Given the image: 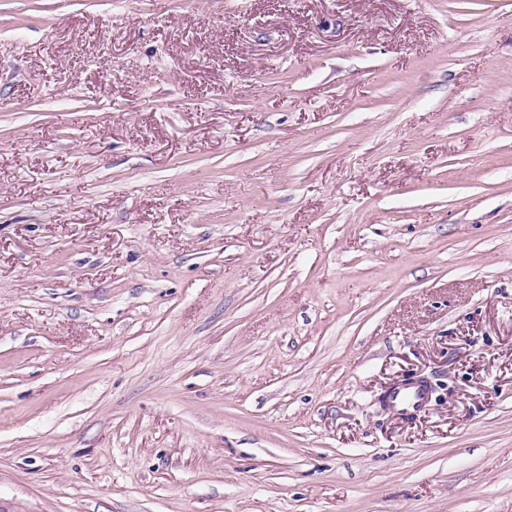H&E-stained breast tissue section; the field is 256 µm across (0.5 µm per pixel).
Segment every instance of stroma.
Segmentation results:
<instances>
[{
  "label": "stroma",
  "instance_id": "obj_1",
  "mask_svg": "<svg viewBox=\"0 0 512 512\" xmlns=\"http://www.w3.org/2000/svg\"><path fill=\"white\" fill-rule=\"evenodd\" d=\"M0 512H512V0H0ZM395 392L386 405L406 418L416 416L428 403V389L417 379L402 384Z\"/></svg>",
  "mask_w": 512,
  "mask_h": 512
}]
</instances>
